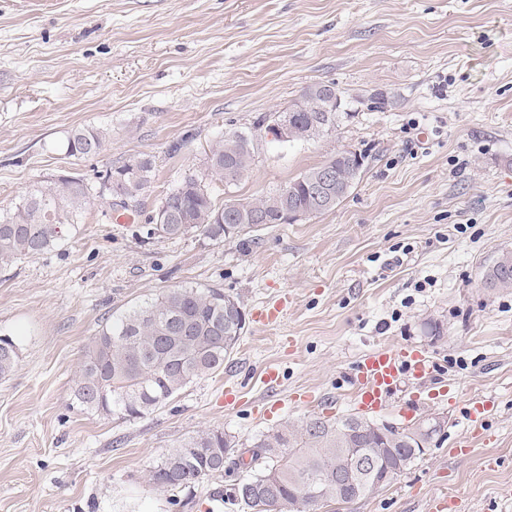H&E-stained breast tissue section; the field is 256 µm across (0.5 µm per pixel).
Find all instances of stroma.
<instances>
[{"mask_svg": "<svg viewBox=\"0 0 512 512\" xmlns=\"http://www.w3.org/2000/svg\"><path fill=\"white\" fill-rule=\"evenodd\" d=\"M312 84L340 94L348 116L336 130L260 143L250 171L211 194L251 201L331 154H364L333 210L218 244L144 239L98 199L51 250L0 263V336L18 349L0 378V512H239L219 497L227 479L172 497L146 475L202 430L246 443L326 403L355 413L347 376L390 347L424 351L438 379L425 406L402 396L375 421L437 413L443 429L351 512H427L439 493L483 512L512 488V289L483 279L512 251V0H0V214L35 182L95 186L138 155L155 161L153 210L204 171L216 140L253 132ZM76 128L103 132L105 150L68 156ZM187 285L224 289L247 317L223 371L139 419L78 408L100 325ZM280 301L277 323L254 321ZM229 384L240 390L231 410ZM479 395L495 401L492 428L464 453L463 408Z\"/></svg>", "mask_w": 512, "mask_h": 512, "instance_id": "stroma-1", "label": "stroma"}]
</instances>
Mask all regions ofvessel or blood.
Masks as SVG:
<instances>
[{"label": "vessel or blood", "instance_id": "1", "mask_svg": "<svg viewBox=\"0 0 512 512\" xmlns=\"http://www.w3.org/2000/svg\"><path fill=\"white\" fill-rule=\"evenodd\" d=\"M435 377L436 363L430 356L401 347L366 354L351 375L350 383L355 390L358 411L375 414L402 392L406 384H413L420 390ZM493 406V401L487 398L472 399L467 413L473 423L471 436H481Z\"/></svg>", "mask_w": 512, "mask_h": 512}]
</instances>
